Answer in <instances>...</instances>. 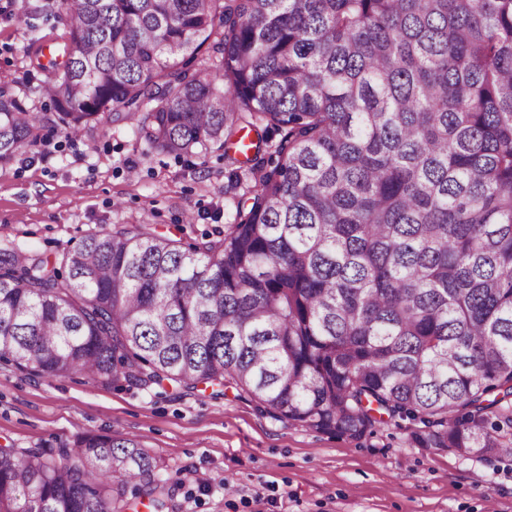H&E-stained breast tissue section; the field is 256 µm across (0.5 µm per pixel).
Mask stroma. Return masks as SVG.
Masks as SVG:
<instances>
[{
    "label": "stroma",
    "mask_w": 512,
    "mask_h": 512,
    "mask_svg": "<svg viewBox=\"0 0 512 512\" xmlns=\"http://www.w3.org/2000/svg\"><path fill=\"white\" fill-rule=\"evenodd\" d=\"M46 0H0V80L22 82ZM212 149L183 160L131 125L47 132L0 166V247L58 256L84 236L145 225L182 245L218 238L245 188ZM80 431L132 436L171 491L170 512H512V456L410 447L407 427L352 439L261 413L235 389L63 381L0 362V446L55 447Z\"/></svg>",
    "instance_id": "35a3bbf8"
}]
</instances>
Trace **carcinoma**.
Returning a JSON list of instances; mask_svg holds the SVG:
<instances>
[{
	"instance_id": "carcinoma-1",
	"label": "carcinoma",
	"mask_w": 512,
	"mask_h": 512,
	"mask_svg": "<svg viewBox=\"0 0 512 512\" xmlns=\"http://www.w3.org/2000/svg\"><path fill=\"white\" fill-rule=\"evenodd\" d=\"M0 87V163L135 124L177 158L235 144L250 204L181 248L139 225L60 262L0 248V361L55 380L231 386L260 412L512 455V0H56ZM281 132L276 161L249 156ZM257 143H244L245 132ZM135 438L0 448V512H162Z\"/></svg>"
}]
</instances>
